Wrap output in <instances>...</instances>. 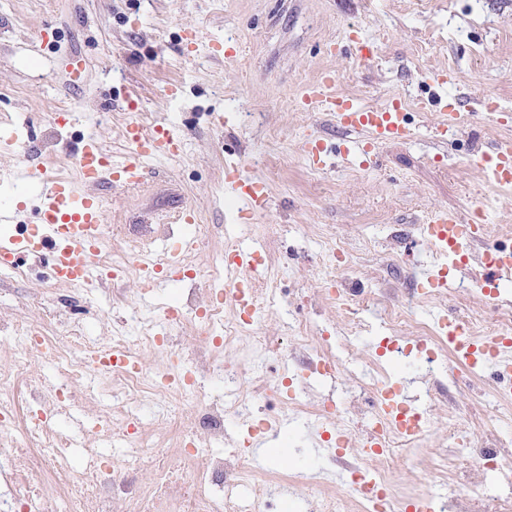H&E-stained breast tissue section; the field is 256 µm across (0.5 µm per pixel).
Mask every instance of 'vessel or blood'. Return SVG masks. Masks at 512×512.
<instances>
[{
	"instance_id": "obj_1",
	"label": "vessel or blood",
	"mask_w": 512,
	"mask_h": 512,
	"mask_svg": "<svg viewBox=\"0 0 512 512\" xmlns=\"http://www.w3.org/2000/svg\"><path fill=\"white\" fill-rule=\"evenodd\" d=\"M334 84V77L327 76L309 85L304 91L302 104L306 110L328 113L337 126L355 134L354 147L363 158L373 160L377 143L410 138L407 115L399 105L365 108L352 100L338 97ZM457 133V113L451 110L432 128L431 138L442 146L449 144ZM126 140L134 150L133 156H114L94 138L82 140L74 146L71 160L77 177L73 180L53 175L38 166L24 164L18 167V181L33 188L41 224L31 236L12 248L0 251V262L7 264L20 258L36 264L47 263L49 279L57 285L97 281L96 256L103 234V204L99 197L89 193V186L103 183L128 188L139 186L145 179L140 157H178L183 134L166 124L146 128L133 122L126 130ZM480 158L486 164L489 183L512 187L511 139L492 143ZM226 183L250 209L263 211L270 207L271 197L266 183L244 175L240 164L228 167ZM421 233L436 250L442 252L451 246L467 247L480 243L485 238L483 227L442 211L422 225ZM192 245V240L185 237L177 249L168 252L169 275L149 278L148 290L170 288L172 272L178 271L183 252ZM251 257V250H241L238 261L225 266L226 287L243 285ZM479 259L486 268L485 280L491 287L490 295L498 297L501 288L512 284V244L495 243L490 251L481 252Z\"/></svg>"
}]
</instances>
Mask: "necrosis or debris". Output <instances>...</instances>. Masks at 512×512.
Returning a JSON list of instances; mask_svg holds the SVG:
<instances>
[{
  "label": "necrosis or debris",
  "instance_id": "4bbe7bcc",
  "mask_svg": "<svg viewBox=\"0 0 512 512\" xmlns=\"http://www.w3.org/2000/svg\"><path fill=\"white\" fill-rule=\"evenodd\" d=\"M238 251L236 241L225 239L222 250L211 257L208 287L190 289L179 302L162 303L164 332L143 324L138 310L128 319L140 324V348L154 357L153 365L137 358L124 336L109 342L85 341L81 322L72 320L68 308L47 313L44 321L20 317L0 322V333L13 337L15 346L0 351V512H282L278 487L298 482L285 469L249 470L244 452H222L225 409L221 396L207 393L217 381L236 396L237 415L271 426L269 406L287 402L302 413L332 423L329 463L341 466L350 482L360 486L354 496L340 494L334 482L319 483L307 502L308 512H402L415 506L421 512H512V494L486 501L479 490L486 476L512 480V443L497 441L486 446L487 436L501 423L512 420V376L495 378L490 396L494 416L490 421L463 426L459 408L448 410V456L423 481L394 482L395 449H418L428 419L418 408L393 401L392 383L385 363L393 354L420 352L432 365L451 364L457 375L476 379L475 361L483 349L512 341V305L497 308L494 320L473 314L459 326L474 351L457 350L441 323L416 320L409 304L391 295L378 294L370 303L387 330L374 347L368 374L375 381V412L363 431L355 420L361 409L357 400L347 407L314 404L302 393L312 374L335 376L338 359L328 338L312 340L311 324H293L290 357L292 374L269 379L256 372L279 348L261 328L266 306L280 300L275 276L268 271L269 255L255 257L254 274L241 295L214 286L224 276V264ZM149 241L117 231L103 242L97 255L101 270L114 268L119 257H149ZM185 332V343L170 336V328ZM81 345L84 357L67 362L72 382L83 381L89 365H96L124 403L121 412L112 406L99 408L94 420L98 445L87 451L88 465L74 468L65 450L71 439L59 433L39 406L52 401L62 407L76 398L68 386L46 390L27 369L31 354L60 357L63 344ZM150 397L157 408L155 429L144 434L139 403ZM470 454L472 467L456 472L457 457ZM254 486L253 505L244 508L238 489L244 482ZM473 488L461 498L455 483Z\"/></svg>",
  "mask_w": 512,
  "mask_h": 512
}]
</instances>
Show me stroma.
<instances>
[{"instance_id":"1","label":"stroma","mask_w":512,"mask_h":512,"mask_svg":"<svg viewBox=\"0 0 512 512\" xmlns=\"http://www.w3.org/2000/svg\"><path fill=\"white\" fill-rule=\"evenodd\" d=\"M375 43L369 60L351 48ZM232 48L217 56L214 46ZM336 76V91L359 105L400 103L413 135L383 142L376 160L364 162L351 139L326 113L309 112L301 90L322 74ZM496 111L478 110L480 99ZM71 122L55 129L59 103ZM461 103L465 131L445 148L429 132L449 105ZM10 113L22 130L11 148L0 147V182L7 170L34 155L52 168L65 145L87 136L122 156L131 147L121 137L126 122L166 123L184 133L179 157H147L144 183L126 189L98 186L105 227L128 225L151 234V249L177 244L172 219L190 210L216 225L219 237H242L246 246L275 247L273 272L291 289L287 305L267 309L263 330L282 336L297 318L314 319L313 335H327L342 357L335 381L308 378L314 400L345 404L350 378L363 374L373 341L385 330L370 308L361 317L364 335L342 332V317L321 300L326 276L324 245L309 235L312 224L330 225L345 242L357 283L365 295L391 292L407 301L420 264L432 250L419 227L437 209L460 215L489 205V237L512 240V189L488 185L477 159L500 138L512 137V0H0V114ZM224 125H217L215 115ZM319 138L331 152L312 173L302 151ZM285 165H268L271 155ZM264 179L269 209L238 220L243 202L224 181L228 165ZM122 299L112 282L80 297L78 317L88 338L110 340L130 308L157 320L150 296L125 281ZM67 289L51 287L42 275L0 276V319L29 315L39 296L53 304ZM500 302L512 304V287L498 302L473 292L443 293L415 304L421 320L434 314L494 316ZM391 379L421 378L419 404L430 418L421 449L435 459L444 448L449 401L487 418V395L460 383L452 398H431L433 377L417 359L392 362ZM287 468L306 475L288 493L286 512H304L317 480L326 477L322 457L312 455L296 432L280 436Z\"/></svg>"}]
</instances>
